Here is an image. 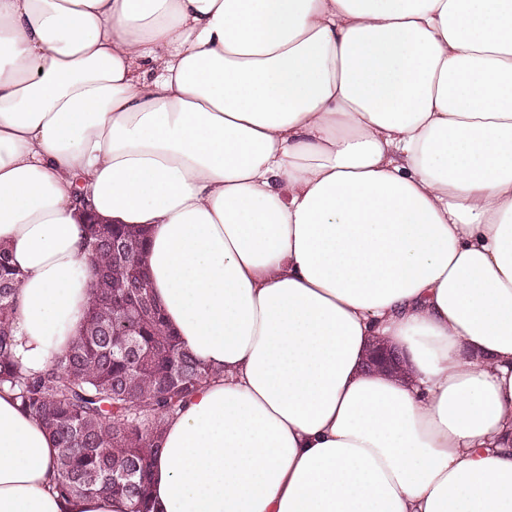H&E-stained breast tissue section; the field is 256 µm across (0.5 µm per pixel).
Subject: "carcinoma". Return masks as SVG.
I'll return each instance as SVG.
<instances>
[{
  "instance_id": "carcinoma-1",
  "label": "carcinoma",
  "mask_w": 512,
  "mask_h": 512,
  "mask_svg": "<svg viewBox=\"0 0 512 512\" xmlns=\"http://www.w3.org/2000/svg\"><path fill=\"white\" fill-rule=\"evenodd\" d=\"M130 256L112 252V230ZM97 261L93 301L67 351L37 371L22 369L12 329L17 273L0 250V385L16 390L23 409L58 441L57 494L124 496L131 512H150V462L159 451L164 417L183 406L205 378L163 318L137 323V346L126 349V329L113 319V286L127 281L140 249V231L93 224L88 241Z\"/></svg>"
}]
</instances>
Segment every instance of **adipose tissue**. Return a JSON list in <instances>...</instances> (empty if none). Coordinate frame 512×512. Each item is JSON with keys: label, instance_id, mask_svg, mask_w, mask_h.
I'll return each instance as SVG.
<instances>
[{"label": "adipose tissue", "instance_id": "adipose-tissue-1", "mask_svg": "<svg viewBox=\"0 0 512 512\" xmlns=\"http://www.w3.org/2000/svg\"><path fill=\"white\" fill-rule=\"evenodd\" d=\"M92 218L146 230L210 373L152 512H512V0H0L26 369L78 333ZM58 455L0 388V512H130L60 499Z\"/></svg>", "mask_w": 512, "mask_h": 512}]
</instances>
